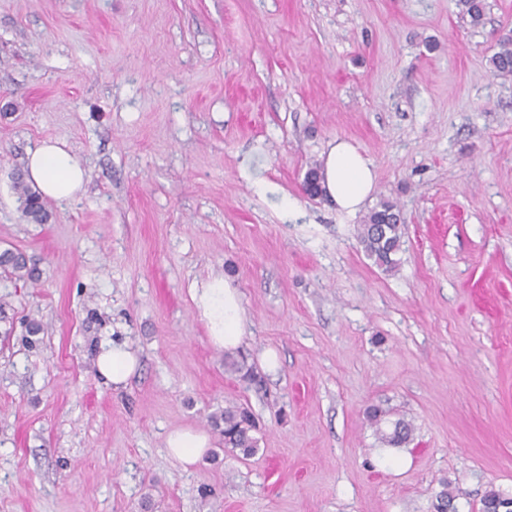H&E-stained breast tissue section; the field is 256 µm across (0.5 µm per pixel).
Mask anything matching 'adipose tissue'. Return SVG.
<instances>
[{
    "label": "adipose tissue",
    "mask_w": 512,
    "mask_h": 512,
    "mask_svg": "<svg viewBox=\"0 0 512 512\" xmlns=\"http://www.w3.org/2000/svg\"><path fill=\"white\" fill-rule=\"evenodd\" d=\"M27 178L47 198L68 200L83 191L87 174L66 149L64 143L47 139L28 151L25 163ZM320 182L324 193L345 212L360 210L371 197L375 172L371 161L347 140L328 143L321 154ZM191 300L204 323L212 346L227 351L236 350L247 333V319L238 288L223 273H215L198 287L190 290ZM138 365L137 357L123 345L101 347L96 357V369L105 383L126 385ZM208 434L182 428L166 438L168 454L185 465L196 464L209 450Z\"/></svg>",
    "instance_id": "ef3b65f1"
}]
</instances>
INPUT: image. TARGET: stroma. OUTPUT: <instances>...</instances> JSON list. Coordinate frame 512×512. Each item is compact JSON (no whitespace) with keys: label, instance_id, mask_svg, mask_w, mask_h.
<instances>
[{"label":"stroma","instance_id":"obj_1","mask_svg":"<svg viewBox=\"0 0 512 512\" xmlns=\"http://www.w3.org/2000/svg\"><path fill=\"white\" fill-rule=\"evenodd\" d=\"M0 0V512H458L512 496V0ZM64 140L89 181L21 216L11 175ZM404 218L386 273L362 213L303 191L328 143ZM224 272L248 333L224 369L190 298ZM44 330L27 340L29 320ZM140 361L98 376L109 342ZM276 369L263 364L265 350ZM242 405L257 451L209 416ZM413 425L382 445L368 414ZM209 433L183 467L172 430ZM458 14L463 21L471 27L477 28L484 24V2L483 0H457ZM494 74L504 80L512 79V34L499 39L497 51L490 58ZM0 273L16 281H34L35 271L29 267L26 256L16 250L6 248L0 251ZM137 357L125 345H107L101 347L96 357V369L106 384L116 388L125 386L135 374Z\"/></svg>","mask_w":512,"mask_h":512}]
</instances>
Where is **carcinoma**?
I'll return each instance as SVG.
<instances>
[{
	"label": "carcinoma",
	"instance_id": "obj_1",
	"mask_svg": "<svg viewBox=\"0 0 512 512\" xmlns=\"http://www.w3.org/2000/svg\"><path fill=\"white\" fill-rule=\"evenodd\" d=\"M458 14L470 26L477 28L484 24L483 0H457ZM494 74L504 80L512 79V34L499 39L497 51L490 58ZM12 188L17 194L19 209L23 218L30 224H47L51 219L48 202L41 194L32 189L22 173L12 175ZM403 217L397 203L383 199L371 209L359 225L357 238L374 264L389 273L397 269L403 236ZM0 273L17 281L36 280L35 271L29 267L26 256L16 250L6 248L0 251ZM210 422L224 438V447L237 450L245 456H252L257 451V439L253 432L257 430L251 412L240 406L226 407L223 411L210 416ZM372 424L381 443L389 447H400L407 443L412 425L403 419L392 423L387 431L380 425L377 415H372ZM458 494L449 489V485L437 495V512H455V500ZM509 498L491 489L482 499V510H494L506 505Z\"/></svg>",
	"mask_w": 512,
	"mask_h": 512
}]
</instances>
